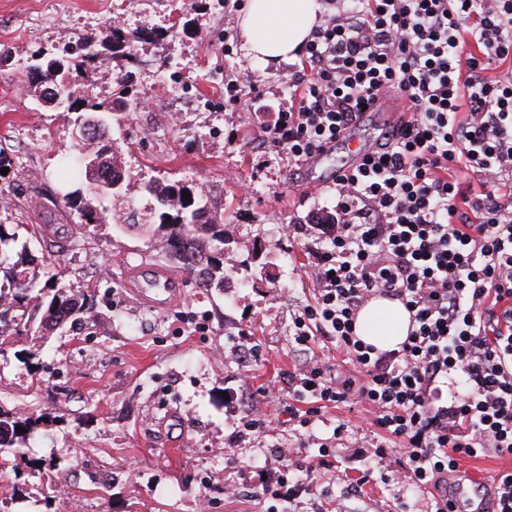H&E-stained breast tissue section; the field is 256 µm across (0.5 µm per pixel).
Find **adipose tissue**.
<instances>
[{"instance_id":"adipose-tissue-1","label":"adipose tissue","mask_w":512,"mask_h":512,"mask_svg":"<svg viewBox=\"0 0 512 512\" xmlns=\"http://www.w3.org/2000/svg\"><path fill=\"white\" fill-rule=\"evenodd\" d=\"M320 15L317 0H246L239 23L244 49L268 64L297 58ZM409 324L400 301L378 297L358 313L355 332L364 343L388 350L405 340Z\"/></svg>"}]
</instances>
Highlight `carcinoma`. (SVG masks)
Listing matches in <instances>:
<instances>
[{"instance_id": "obj_1", "label": "carcinoma", "mask_w": 512, "mask_h": 512, "mask_svg": "<svg viewBox=\"0 0 512 512\" xmlns=\"http://www.w3.org/2000/svg\"><path fill=\"white\" fill-rule=\"evenodd\" d=\"M112 57L131 55L124 34L114 29L105 32L99 46L79 45L66 49L57 57L32 56L28 64L35 97L48 101L57 87L59 69L51 65L55 59L63 63L64 72L76 68L87 70L89 61L97 60L102 51ZM134 100L132 95L110 101H90L74 91L72 101L63 109L81 120L88 112L118 116L123 106ZM109 124L92 131L78 144L77 155L64 161V168L74 189L63 196L75 208L85 225L106 224L112 215V201L127 191V162L119 145L106 137ZM122 182L120 194L98 191V185ZM154 199L152 219L142 224L128 222V227L142 231L152 247L160 250L178 268L192 275L197 287L205 292L224 288V216L212 210L206 199H185L188 187L178 181L161 184L153 179L143 182ZM20 225L0 224V346L14 336L42 337L70 324L89 322L94 308L92 295L83 290L42 280L45 260L18 245ZM35 420L23 418L11 408L0 405V457L17 456L27 447L28 434L16 432L20 425L29 430Z\"/></svg>"}]
</instances>
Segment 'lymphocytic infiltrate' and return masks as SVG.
Returning <instances> with one entry per match:
<instances>
[{
	"mask_svg": "<svg viewBox=\"0 0 512 512\" xmlns=\"http://www.w3.org/2000/svg\"><path fill=\"white\" fill-rule=\"evenodd\" d=\"M348 2L306 43L265 146L300 169L387 97L410 117L341 168L334 209L300 229L316 291L294 342H330L355 375L309 360L288 415L305 428L319 405L368 407L375 456L401 442V473L429 491L426 512H456L448 475L462 460L512 459V0ZM376 296L415 321L399 348L355 333Z\"/></svg>",
	"mask_w": 512,
	"mask_h": 512,
	"instance_id": "1",
	"label": "lymphocytic infiltrate"
}]
</instances>
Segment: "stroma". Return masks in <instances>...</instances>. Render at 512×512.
<instances>
[{
    "label": "stroma",
    "mask_w": 512,
    "mask_h": 512,
    "mask_svg": "<svg viewBox=\"0 0 512 512\" xmlns=\"http://www.w3.org/2000/svg\"><path fill=\"white\" fill-rule=\"evenodd\" d=\"M245 0H0V224H34L33 254L52 257L49 276L93 296L95 321L41 340L23 337L0 354V403L36 417L23 455L0 459V492L12 512H424L420 492L393 475L402 459L378 460L372 416L340 404L320 409L312 428L288 420V385L307 359L292 319L313 284L294 225L333 209L330 179L352 159L340 143L314 168H290L262 148L258 133L291 104L299 61L268 66L248 58L239 36ZM114 21L131 58L90 71L81 94L99 100L133 89L135 112L113 126L130 166L129 193L141 220L152 198L141 175L181 181L224 215V288L206 293L185 278L182 300L159 310L128 287L137 270L170 268L146 239L112 224L82 226L62 197L61 160L76 150L60 109L39 107L27 76L36 52L96 39ZM163 33L142 41L144 33ZM240 79V103L224 82ZM161 115L151 140L146 116ZM237 134L228 144V134ZM193 311L208 328L179 333ZM271 415L266 434L241 433L246 412ZM341 438L323 465L279 449L317 453L335 427ZM287 469L299 480L291 500H272L243 480L248 469Z\"/></svg>",
    "instance_id": "stroma-1"
}]
</instances>
